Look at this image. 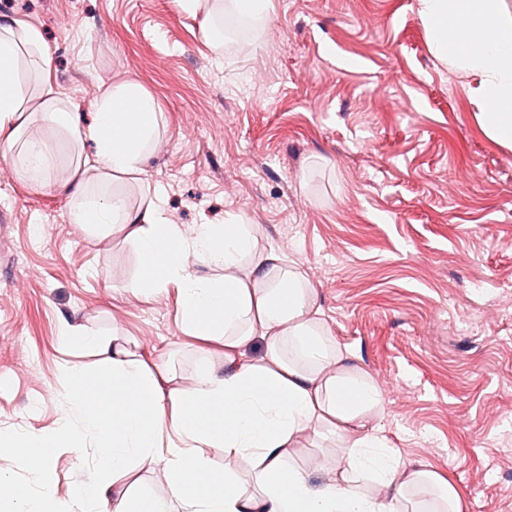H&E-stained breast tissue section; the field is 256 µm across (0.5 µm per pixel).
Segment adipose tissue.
<instances>
[{
	"instance_id": "ef3b65f1",
	"label": "adipose tissue",
	"mask_w": 512,
	"mask_h": 512,
	"mask_svg": "<svg viewBox=\"0 0 512 512\" xmlns=\"http://www.w3.org/2000/svg\"><path fill=\"white\" fill-rule=\"evenodd\" d=\"M433 53L467 81L487 133L512 147V17L502 0H417ZM42 87L41 117L53 138L23 139L30 84ZM96 119L79 126L49 83L41 31L16 20L0 24V158L27 181L41 185L61 146L77 164L100 172L96 187L76 186L65 219L122 235L139 259L134 287L151 295L179 293V321L191 336L224 344V367L198 372L191 389H163L151 367L110 338L86 333L100 366L69 377V405L50 446L94 439L97 476L83 490L104 496L106 477L122 480L132 465L163 461L170 498L164 512H421L410 487L440 485L447 512L465 504L443 477L403 461L377 433L380 392L352 353L332 344L321 322L315 290L288 266L285 255L260 247L252 225L229 211L220 224L186 233L161 208L131 207L118 186L149 185L146 162L160 137L163 112L140 84L112 86L94 104ZM223 268L220 278L198 275L196 265ZM333 435L342 449L321 483L294 463L301 434ZM224 451V473L210 478L208 449ZM255 472L245 485L234 469ZM377 494L366 493V485Z\"/></svg>"
}]
</instances>
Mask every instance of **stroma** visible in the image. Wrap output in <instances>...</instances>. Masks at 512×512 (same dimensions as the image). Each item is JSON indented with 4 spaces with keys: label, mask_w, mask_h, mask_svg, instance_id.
Instances as JSON below:
<instances>
[{
    "label": "stroma",
    "mask_w": 512,
    "mask_h": 512,
    "mask_svg": "<svg viewBox=\"0 0 512 512\" xmlns=\"http://www.w3.org/2000/svg\"><path fill=\"white\" fill-rule=\"evenodd\" d=\"M219 0H0V23L42 30L54 89L81 124L112 84L155 98L166 128L146 167L157 203L191 228L235 211L315 288L330 339L381 393L379 432L455 486L465 512H512V149L493 141L458 76L433 56L416 0H271L238 49L208 39ZM40 187L0 163V512L51 492L59 512L169 496L143 460L92 505V441L38 448L93 372L64 335L112 334L190 388L224 346L184 333L176 289L132 285L134 246L65 222L87 167ZM341 451L299 438L319 477Z\"/></svg>",
    "instance_id": "obj_1"
}]
</instances>
